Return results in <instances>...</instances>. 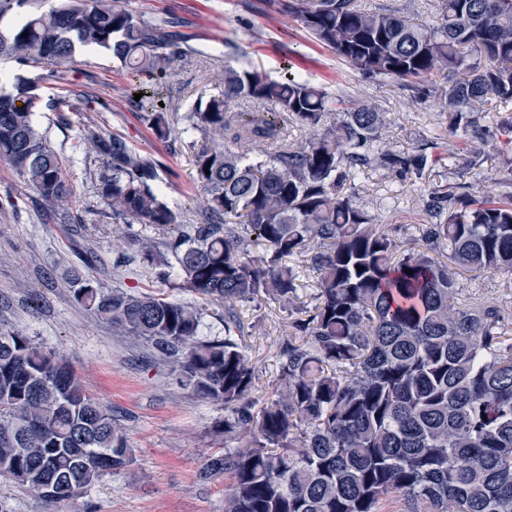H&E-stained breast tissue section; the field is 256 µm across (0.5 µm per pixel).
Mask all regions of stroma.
<instances>
[{
  "mask_svg": "<svg viewBox=\"0 0 512 512\" xmlns=\"http://www.w3.org/2000/svg\"><path fill=\"white\" fill-rule=\"evenodd\" d=\"M282 3L124 0L125 8L146 19H177L193 50L180 75L159 88L171 128L181 127L198 100L219 92L218 69L255 66L274 80L291 76L344 100L375 104L386 115L380 140L393 151L411 152L424 138L435 143L441 160L420 183L379 166L363 169L354 182L358 203L402 247L418 239L421 225L430 221L421 189L455 181L477 192H504L500 179L512 169V155L501 152L496 139L482 144L480 171L468 169L462 140L449 132L448 116L435 102L415 100L396 81L364 78L299 22H285ZM56 68V62L46 59L29 66L0 60V73L37 84L42 107L35 120L66 159L72 189L64 215L47 216L32 188L0 161V332H21L72 368L86 393L125 429L133 460L60 509L0 480V512H224L223 475L203 473L208 460L224 452V440L215 434L223 406L183 387L177 374L153 359L142 343L75 303L66 284L76 269L110 288L163 290L178 302L192 298L185 291L164 290L151 265L114 246L112 213L95 193V165L81 160L79 115L71 104L87 97L108 103V111L99 115L105 131L156 162L157 184L178 203L182 224L199 219L193 157L181 138L156 139L134 99L135 79L110 54H84L69 66L62 84L53 77ZM458 281V305L490 302L512 314V272L465 271ZM234 309L243 328V350L258 376L254 398L263 404L273 396L288 314L270 300L239 302Z\"/></svg>",
  "mask_w": 512,
  "mask_h": 512,
  "instance_id": "1",
  "label": "stroma"
}]
</instances>
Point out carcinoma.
<instances>
[{
	"label": "carcinoma",
	"instance_id": "obj_1",
	"mask_svg": "<svg viewBox=\"0 0 512 512\" xmlns=\"http://www.w3.org/2000/svg\"><path fill=\"white\" fill-rule=\"evenodd\" d=\"M0 0V57L22 66L76 61L84 48L112 54L135 77L178 76L188 52L173 22L123 0ZM438 18L358 0H287L282 13L365 77L391 78L436 98L461 131L468 166L490 137L512 150V111L486 119L492 94L512 101V0H436ZM28 36H22V33ZM444 75L434 86L430 76ZM224 90L184 116L202 195V222L180 224L156 191L155 161L104 132L97 99L81 113L85 158L101 163L97 196L116 233L161 282L224 302V337H200L202 309L162 293L106 288L75 273L74 301L152 349L183 386L224 406V454L206 472L229 480L224 512H512V317L496 304L458 307V271L512 269V191L478 197L450 182L423 195L434 221L420 245L400 250L351 192L373 164L419 180L436 162L425 139L409 154L380 144L384 114L370 103L339 109L307 82L226 67ZM155 136L172 130L155 92L139 87ZM243 98L264 112H230ZM41 96L22 78L0 83V161L59 215L71 189L66 160L33 122ZM309 138L288 145V127ZM202 140H197L196 135ZM141 230H134V226ZM307 257L318 277L310 308L304 279L285 260ZM412 273H406V270ZM290 311L274 399L256 408L255 368L233 310L237 301ZM131 460L111 412L71 368L18 331L0 334V477L35 499L68 504Z\"/></svg>",
	"mask_w": 512,
	"mask_h": 512
}]
</instances>
